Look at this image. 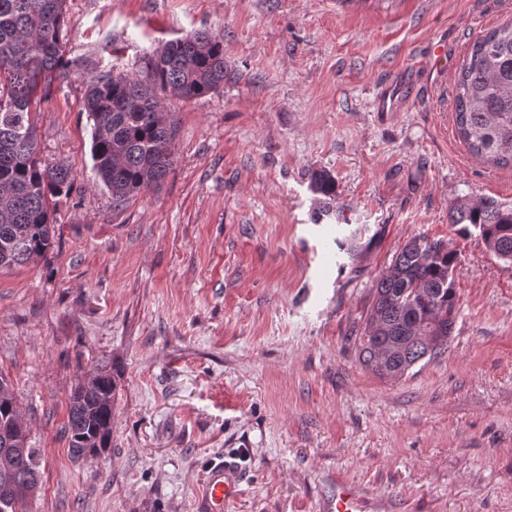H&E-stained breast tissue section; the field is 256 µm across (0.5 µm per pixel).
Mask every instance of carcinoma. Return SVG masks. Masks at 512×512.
<instances>
[{"mask_svg":"<svg viewBox=\"0 0 512 512\" xmlns=\"http://www.w3.org/2000/svg\"><path fill=\"white\" fill-rule=\"evenodd\" d=\"M66 0H0V270L48 258L54 246L56 199L68 196L74 175L38 157L37 114L54 81L66 80ZM224 41L198 31L170 40L148 58L143 79L111 71L86 82L84 111L92 126L93 170L119 207L131 195L156 189L172 166L175 124L159 93L184 99L224 86ZM455 124L471 154L512 167V24L493 29L472 45L461 68ZM319 204L330 214L336 181L311 175ZM457 233L477 231L493 255L512 264V202L482 197L450 208ZM457 253L425 237L410 239L374 284L363 332L355 337L358 360L381 378L399 379L448 350L456 315ZM117 384L112 371L94 369L78 379L64 432L73 455L111 444ZM42 484L36 449L0 374V512H23Z\"/></svg>","mask_w":512,"mask_h":512,"instance_id":"obj_1","label":"carcinoma"}]
</instances>
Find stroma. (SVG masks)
I'll return each instance as SVG.
<instances>
[{
    "mask_svg": "<svg viewBox=\"0 0 512 512\" xmlns=\"http://www.w3.org/2000/svg\"><path fill=\"white\" fill-rule=\"evenodd\" d=\"M71 75L37 125L75 184L48 260L0 272V373L41 454L26 512H330L337 478L367 512H512V265L448 224L462 199L512 202V169L454 124L473 43L512 0H67ZM224 41L217 93L164 95L177 126L162 187L114 207L92 169L88 71L143 76L165 42ZM451 59L434 73L436 45ZM339 221L316 224L313 171ZM372 242L357 257L346 226ZM457 253L448 352L388 380L357 361L376 279L411 238ZM117 380L112 445L74 457L83 371ZM310 188L316 196V202L319 204L318 211L315 213L317 215L316 221H318L321 216L329 215L332 211V201L336 197V181L330 172H314L311 175ZM235 483L226 480L224 467L214 470L207 483L206 504L210 511L222 512L224 505L237 495Z\"/></svg>",
    "mask_w": 512,
    "mask_h": 512,
    "instance_id": "35a3bbf8",
    "label": "stroma"
}]
</instances>
